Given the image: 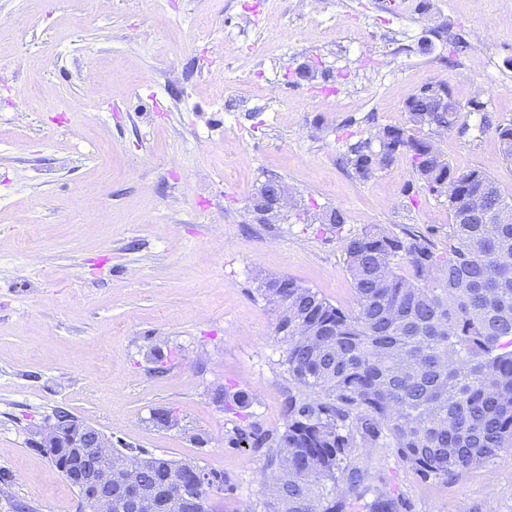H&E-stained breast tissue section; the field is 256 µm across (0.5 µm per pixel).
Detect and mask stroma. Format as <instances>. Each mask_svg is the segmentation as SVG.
<instances>
[{"label": "stroma", "mask_w": 512, "mask_h": 512, "mask_svg": "<svg viewBox=\"0 0 512 512\" xmlns=\"http://www.w3.org/2000/svg\"><path fill=\"white\" fill-rule=\"evenodd\" d=\"M242 2L0 0V512H78L30 444L59 408L114 447L229 474L216 512H262V454L230 439L283 424L264 282L289 277L351 310L345 238L448 243V199L409 158L362 178L351 148L411 127L512 203L495 132L512 121V0ZM437 82L463 118L435 136L404 105ZM271 178L288 204L261 224L253 201ZM333 208L342 228L320 221ZM239 391L248 405L225 406ZM161 408L172 426L154 424ZM350 459L411 512H512V455L449 481L384 448Z\"/></svg>", "instance_id": "35a3bbf8"}]
</instances>
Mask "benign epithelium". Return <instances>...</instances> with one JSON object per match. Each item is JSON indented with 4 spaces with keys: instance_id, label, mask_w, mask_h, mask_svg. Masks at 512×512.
<instances>
[{
    "instance_id": "7a95c632",
    "label": "benign epithelium",
    "mask_w": 512,
    "mask_h": 512,
    "mask_svg": "<svg viewBox=\"0 0 512 512\" xmlns=\"http://www.w3.org/2000/svg\"><path fill=\"white\" fill-rule=\"evenodd\" d=\"M433 104L431 111H448V91L445 85L433 84ZM274 198L270 206L263 207L262 215L268 217L278 208L287 204V197L281 189L271 192L263 189L260 202ZM35 444L40 448H52L63 444L73 449L70 462L64 467L71 483L86 496L95 507L96 512H112V499L117 497L125 512H167L165 500L170 497L167 487H154L149 493L144 492L137 470L128 465L121 477L114 475L105 461L112 457V441L93 425L73 416L60 414L55 421L44 426L36 433ZM202 475L193 472L187 486L180 490V495L188 507L194 509L200 501Z\"/></svg>"
}]
</instances>
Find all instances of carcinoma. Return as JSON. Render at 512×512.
<instances>
[{"instance_id":"1","label":"carcinoma","mask_w":512,"mask_h":512,"mask_svg":"<svg viewBox=\"0 0 512 512\" xmlns=\"http://www.w3.org/2000/svg\"><path fill=\"white\" fill-rule=\"evenodd\" d=\"M415 92L405 102L414 126L457 127L459 112H429ZM391 157L410 156L424 189H446L448 248L424 236L365 232L345 243L357 307L343 310L319 291L288 277L270 279L262 297L276 313L275 334L286 344L288 394L283 426L236 430L235 443L264 450L263 512H409L403 497L382 486L364 499L366 474L348 463L358 445L388 449L424 479L457 478L512 451V222L496 223L508 205L478 168L456 172L428 164L432 140L400 126ZM370 145L352 149L355 172L374 173ZM484 197L468 217L464 198ZM409 274L398 272L399 262ZM145 480L173 489L200 468L142 453ZM200 512H214L211 495L233 487L208 470Z\"/></svg>"}]
</instances>
